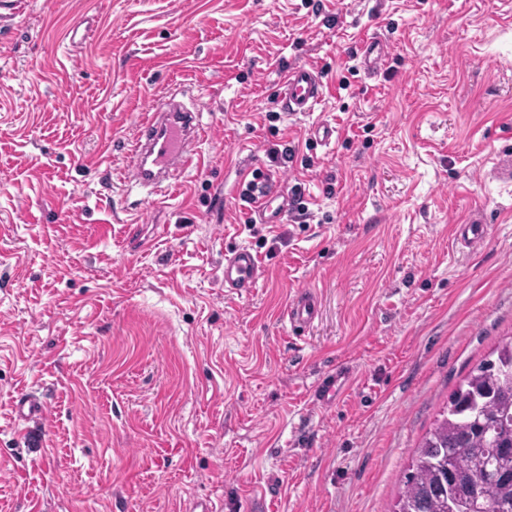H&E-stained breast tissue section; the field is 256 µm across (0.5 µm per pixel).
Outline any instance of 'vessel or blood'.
I'll use <instances>...</instances> for the list:
<instances>
[{
    "mask_svg": "<svg viewBox=\"0 0 512 512\" xmlns=\"http://www.w3.org/2000/svg\"><path fill=\"white\" fill-rule=\"evenodd\" d=\"M390 56V47L381 38H368L361 47L360 66L371 74L379 72ZM280 102L283 111L292 115L314 111L325 97V85L318 71L309 66H295L280 82ZM200 129L197 114L168 99L151 102L144 113L138 139L131 149L129 179L156 195L166 190L178 174L199 170L203 159L197 150ZM256 224H280L290 210V198L282 191L270 190L257 196L248 206ZM264 276L261 261L252 249L241 246L224 256V285L242 293L255 288ZM314 292L302 293L292 300L285 317L293 332L311 325L316 314ZM354 378L344 369L324 376L312 398L317 405L326 406L341 399L351 388ZM15 422L39 418L45 414L43 401L25 392L14 404Z\"/></svg>",
    "mask_w": 512,
    "mask_h": 512,
    "instance_id": "b4317fda",
    "label": "vessel or blood"
}]
</instances>
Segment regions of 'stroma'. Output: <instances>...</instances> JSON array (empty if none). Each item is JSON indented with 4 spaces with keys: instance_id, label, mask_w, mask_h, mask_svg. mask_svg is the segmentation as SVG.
<instances>
[{
    "instance_id": "35a3bbf8",
    "label": "stroma",
    "mask_w": 512,
    "mask_h": 512,
    "mask_svg": "<svg viewBox=\"0 0 512 512\" xmlns=\"http://www.w3.org/2000/svg\"><path fill=\"white\" fill-rule=\"evenodd\" d=\"M20 2L0 23V512H247L263 489L270 512H393L449 396L512 342V0ZM373 35L391 55L368 76ZM293 65L322 76L313 112L278 103ZM172 89L206 167L141 204L128 148ZM245 172L300 187L311 220L249 223ZM475 217L481 245L453 246ZM239 246L266 269L243 294ZM339 366L356 386L314 405ZM29 391L47 413L19 428ZM264 276L261 261L252 249L237 247L224 256V286L237 293L256 288ZM317 300L314 292L302 293L287 307L285 318L293 332L299 333L311 325L316 314Z\"/></svg>"
}]
</instances>
